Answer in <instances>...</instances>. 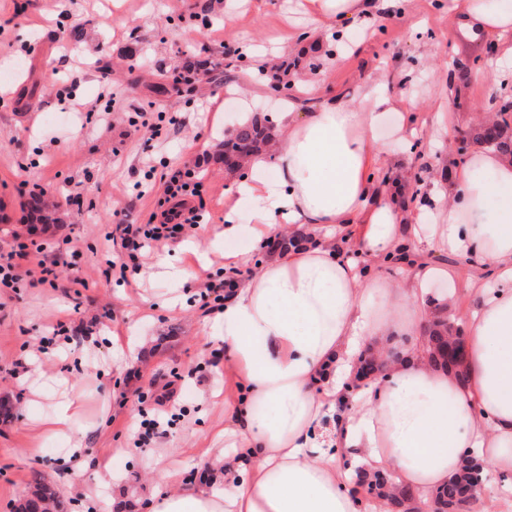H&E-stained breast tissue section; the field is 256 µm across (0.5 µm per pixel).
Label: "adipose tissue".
Instances as JSON below:
<instances>
[{
  "label": "adipose tissue",
  "mask_w": 512,
  "mask_h": 512,
  "mask_svg": "<svg viewBox=\"0 0 512 512\" xmlns=\"http://www.w3.org/2000/svg\"><path fill=\"white\" fill-rule=\"evenodd\" d=\"M448 10L476 33L512 35V0H450ZM362 98L359 108L327 95L307 110L289 101L275 177H260V155L254 177L235 184L225 240L273 239L292 224L312 237L237 283L214 318L236 387L224 491L180 489L152 512H362L350 492L356 466L395 470L423 500L459 471L465 448L512 472V158L475 150L433 223H420L369 176L394 98L375 84ZM241 207L250 223H236ZM444 254L475 266L462 383L416 339L428 285L451 276ZM391 261L407 267L393 282L377 272ZM393 334L411 339L402 358L354 386L363 349L386 351Z\"/></svg>",
  "instance_id": "1"
}]
</instances>
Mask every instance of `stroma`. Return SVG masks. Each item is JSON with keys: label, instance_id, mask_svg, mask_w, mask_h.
Masks as SVG:
<instances>
[{"label": "stroma", "instance_id": "obj_1", "mask_svg": "<svg viewBox=\"0 0 512 512\" xmlns=\"http://www.w3.org/2000/svg\"><path fill=\"white\" fill-rule=\"evenodd\" d=\"M308 0H0V252L27 229L26 203L45 192L59 203L60 224L42 238L46 251L20 263V287L0 288V512H15L35 479L51 482L61 512H151L167 488L157 470L175 473L171 487L199 488L195 475L215 469L227 426L224 354L214 310L191 303L206 282L224 278L229 189L248 169L225 170L214 155L239 123L241 100L252 111L280 112L312 84L360 101L368 83L383 85L408 116L412 146L387 142L372 172L385 187L401 184L393 201L413 216L435 208L436 185L465 165L476 148L469 132L484 113L512 102V70L497 68L502 39L472 33L448 15V0H396L342 22V38L315 30ZM268 63L299 54L316 70L288 78V93L270 96L255 56ZM226 63L225 80L199 78L188 96L154 97L149 84L188 62ZM76 83L81 103L110 89L109 115L74 114L59 92ZM176 116L152 135L130 122L143 108ZM166 160L190 165L203 184L188 203L204 222L174 245L139 255L127 282L107 261L128 253L107 234L119 223L143 224L162 195L160 179L143 183V167ZM57 261L56 284L32 283L40 262ZM454 280L429 285V315L462 317L474 304L466 289L468 259L450 260ZM84 287L74 285V278ZM171 396L185 408L177 425L142 441L150 401ZM72 400V425L56 434L45 422ZM82 448L84 468L72 462Z\"/></svg>", "mask_w": 512, "mask_h": 512}]
</instances>
